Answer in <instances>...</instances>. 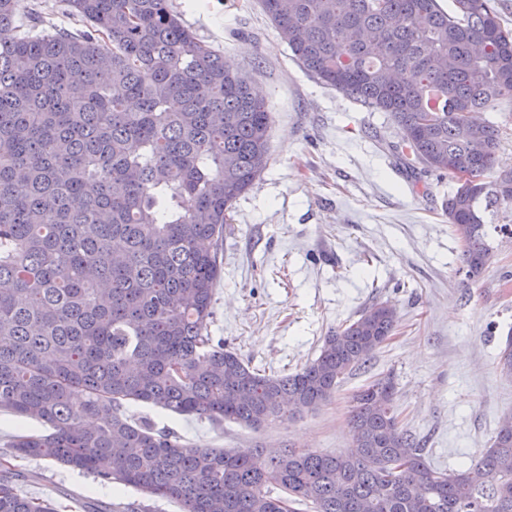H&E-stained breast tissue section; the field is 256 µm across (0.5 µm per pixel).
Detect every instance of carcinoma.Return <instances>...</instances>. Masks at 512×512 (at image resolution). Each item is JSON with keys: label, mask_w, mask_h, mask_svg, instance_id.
I'll return each instance as SVG.
<instances>
[{"label": "carcinoma", "mask_w": 512, "mask_h": 512, "mask_svg": "<svg viewBox=\"0 0 512 512\" xmlns=\"http://www.w3.org/2000/svg\"><path fill=\"white\" fill-rule=\"evenodd\" d=\"M321 83L387 112L410 173L456 179L445 201L464 239L459 272L491 257L490 178L500 133L472 116L512 98V32L496 0H259ZM75 32L0 42V410L40 426L10 443L179 503L184 512H512V414L457 473L425 461L393 406L394 379L360 390L352 447L193 448L126 413L256 427L318 408L390 340L375 301L288 375L255 371L210 336L224 231L270 155L272 113L249 77L184 27L170 0H70ZM21 0H0V27ZM512 377V329L499 359ZM0 512H55L0 474Z\"/></svg>", "instance_id": "obj_1"}]
</instances>
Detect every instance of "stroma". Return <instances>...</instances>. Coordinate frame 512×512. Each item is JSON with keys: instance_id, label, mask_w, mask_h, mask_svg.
<instances>
[{"instance_id": "stroma-1", "label": "stroma", "mask_w": 512, "mask_h": 512, "mask_svg": "<svg viewBox=\"0 0 512 512\" xmlns=\"http://www.w3.org/2000/svg\"><path fill=\"white\" fill-rule=\"evenodd\" d=\"M171 3L199 39L250 76L273 114L267 165L224 233L213 338L251 367L287 375L373 301L392 304L398 323L388 343L317 409L255 428L143 403L129 404V414L196 448L338 455L351 446L353 395L390 374L404 426L428 440L427 463L445 473L470 465L512 411V378L498 369L499 343L512 329V238L493 237L483 273L463 280L464 244L444 211L453 184L402 171L389 150L398 130L388 113L305 73L257 0ZM480 117L501 128L495 173L512 172V99ZM11 467L21 493L62 506L80 493L96 512H111L119 501L180 512L176 503L102 486L47 458H19Z\"/></svg>"}]
</instances>
